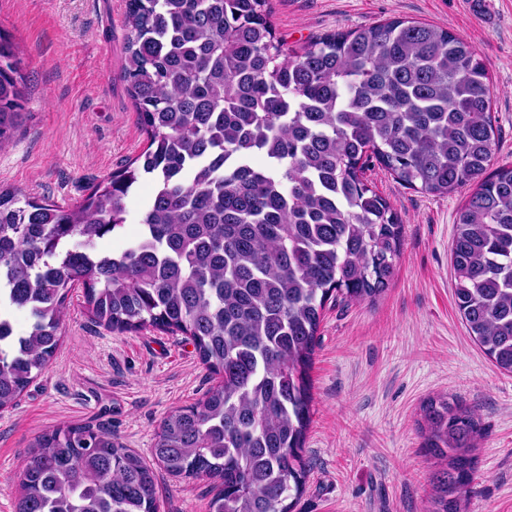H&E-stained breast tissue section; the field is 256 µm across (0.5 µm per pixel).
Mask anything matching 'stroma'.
Instances as JSON below:
<instances>
[{"instance_id":"1","label":"stroma","mask_w":512,"mask_h":512,"mask_svg":"<svg viewBox=\"0 0 512 512\" xmlns=\"http://www.w3.org/2000/svg\"><path fill=\"white\" fill-rule=\"evenodd\" d=\"M278 36L303 44L337 30L406 18L445 28L483 58L495 89L494 161L512 166V0H272ZM126 0H0V29L21 46L29 103L0 150V187L67 206L139 154L146 136L123 80ZM375 190L402 224V252L374 301L327 305L310 371L306 489L293 512H428L434 467L419 429L432 397L482 427L465 512H512V375L471 339L454 302L450 244L470 194H422L381 168ZM61 344L16 406L0 410V512H17L28 444L66 425L103 427L149 456L170 411L216 379L184 336L117 333L69 295ZM161 512H209L208 479L159 473Z\"/></svg>"}]
</instances>
